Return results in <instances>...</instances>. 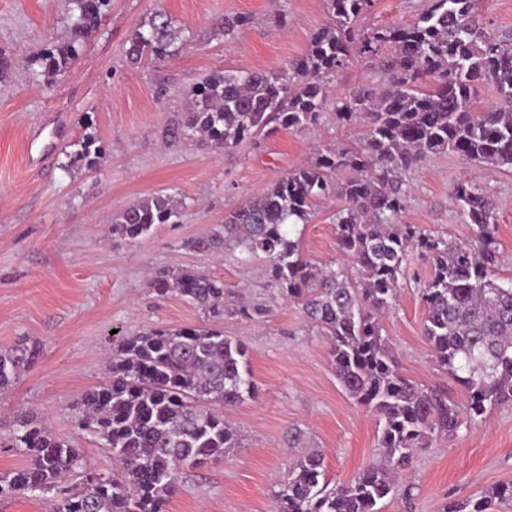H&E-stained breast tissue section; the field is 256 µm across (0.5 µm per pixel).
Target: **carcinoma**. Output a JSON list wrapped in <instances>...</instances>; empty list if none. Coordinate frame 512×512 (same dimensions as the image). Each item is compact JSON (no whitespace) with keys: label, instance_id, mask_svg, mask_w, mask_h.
<instances>
[{"label":"carcinoma","instance_id":"carcinoma-1","mask_svg":"<svg viewBox=\"0 0 512 512\" xmlns=\"http://www.w3.org/2000/svg\"><path fill=\"white\" fill-rule=\"evenodd\" d=\"M110 0H69L71 38L30 59L33 79L64 74L97 31ZM477 0H432L411 24H394L355 37L358 18L373 0H328L331 22L315 33L307 52L275 70H222L193 91V101L164 131V141L214 149L234 147L278 128L314 129L329 109L343 124L364 126L353 148L325 147L313 161L267 186L224 223L184 246L223 254L242 265L262 263L271 287L295 301L317 332L331 339V365L344 390L375 412L381 459L345 483L326 480L323 454H303L275 491L276 512H376L394 495L402 473L434 436L455 435L481 422L488 408L512 405V284L488 278L494 261L488 226L496 223L489 192L460 181L453 197L466 223L486 237L472 250L403 222L407 174L429 155L452 152L483 168L512 167V33L485 29ZM182 37L163 11L153 12L126 50L133 60H164L184 53ZM359 54L378 62L383 89L361 86L332 98L325 78ZM491 84L497 103L477 112V87ZM105 159L92 136L70 163L94 168ZM342 201L332 223L336 246L352 259L319 266L301 250L296 227L314 216L315 203ZM183 202L170 194L141 199L111 219L112 238L128 243L160 224H176ZM431 264L420 284L426 315L422 332L439 365L464 389L463 408L442 389L406 377L383 334L382 315L396 304L408 256ZM157 296H178L199 307L210 324L149 329L112 351L105 382L76 401L82 431L109 450L112 474L86 469L82 451L58 438L46 421L25 416L7 438L24 466L0 474V496L26 494L47 501L49 512H166L186 466L222 460L241 447L224 412L256 396L247 344L224 335V318L255 320L265 305L231 299L224 278L192 268H159L148 278ZM41 356L38 341L22 336L0 349V392L13 386ZM512 499V483L444 512H490Z\"/></svg>","mask_w":512,"mask_h":512}]
</instances>
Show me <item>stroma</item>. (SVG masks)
I'll return each instance as SVG.
<instances>
[{
  "label": "stroma",
  "instance_id": "35a3bbf8",
  "mask_svg": "<svg viewBox=\"0 0 512 512\" xmlns=\"http://www.w3.org/2000/svg\"><path fill=\"white\" fill-rule=\"evenodd\" d=\"M429 6L430 0H373L356 31L414 22ZM156 9L189 31L193 45L171 60L131 64L129 41ZM239 14L251 23L224 38L217 22ZM68 15V0H0V52L14 61L0 78V347L27 336L42 348L38 364L0 395V442L14 412L42 415L59 438L81 449L88 469L111 472V454L78 428L73 404L104 380L110 346L151 328L204 323L201 309L176 296L157 297L147 285L150 270L189 267L223 278L225 287L268 312L251 324L224 322L225 335L246 339L258 386L256 399L229 412L241 446L223 461L183 470L168 512H273L277 485L300 454L288 445L296 426L324 454L328 480L348 481L378 459V421L337 381L328 339L309 327L300 306L266 286L260 268L197 254L184 243L223 223L317 149L354 142L358 127L339 123L330 111L315 134L280 129L221 152L167 146L160 138L210 72L290 69L311 35L328 24L327 0H111L66 76L33 80L28 58L69 39ZM384 83L375 63L355 55L328 90L341 96ZM87 134L106 145V160L93 169L70 166ZM462 180L489 187L496 198L488 276L511 283L512 168L485 169L452 153L430 156L408 175L404 220L476 247L477 228L452 198ZM157 193L184 199L180 223L157 226L131 245L113 240L112 215ZM338 206L322 201L303 228V251L313 262L344 260L331 219ZM429 269L410 254L397 305L382 323L403 373L462 403L461 386L438 367L422 335L425 307L417 288ZM403 482L411 497L396 494L379 512H441L447 502L512 482V406L493 408L475 428L436 436Z\"/></svg>",
  "mask_w": 512,
  "mask_h": 512
}]
</instances>
